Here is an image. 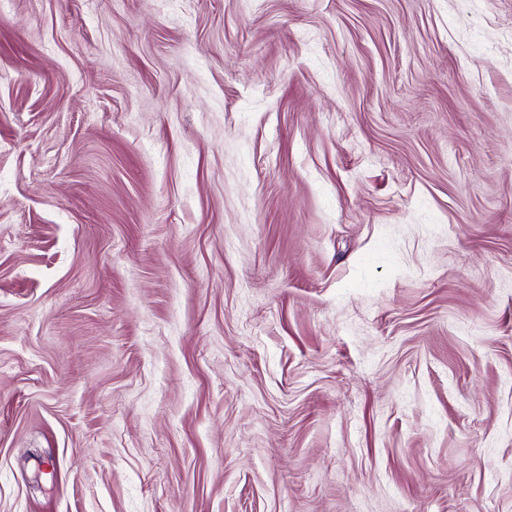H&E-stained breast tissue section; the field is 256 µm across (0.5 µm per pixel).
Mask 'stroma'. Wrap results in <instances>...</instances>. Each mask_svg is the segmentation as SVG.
Returning <instances> with one entry per match:
<instances>
[{"instance_id":"35a3bbf8","label":"stroma","mask_w":512,"mask_h":512,"mask_svg":"<svg viewBox=\"0 0 512 512\" xmlns=\"http://www.w3.org/2000/svg\"><path fill=\"white\" fill-rule=\"evenodd\" d=\"M0 512H512V0H9Z\"/></svg>"}]
</instances>
